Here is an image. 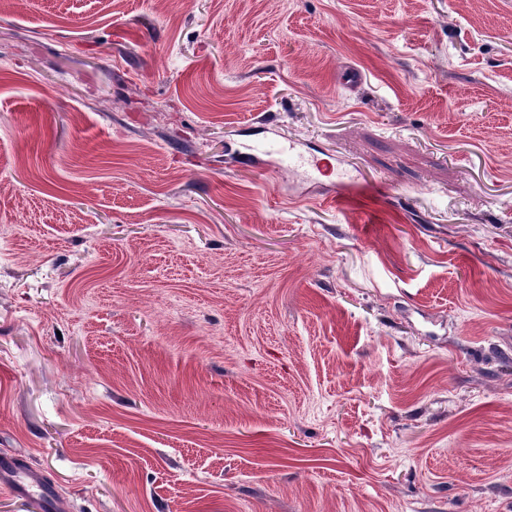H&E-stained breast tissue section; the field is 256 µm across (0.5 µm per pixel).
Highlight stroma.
I'll return each mask as SVG.
<instances>
[{"label": "stroma", "mask_w": 512, "mask_h": 512, "mask_svg": "<svg viewBox=\"0 0 512 512\" xmlns=\"http://www.w3.org/2000/svg\"><path fill=\"white\" fill-rule=\"evenodd\" d=\"M1 452L63 512H512V0H0Z\"/></svg>", "instance_id": "stroma-1"}]
</instances>
